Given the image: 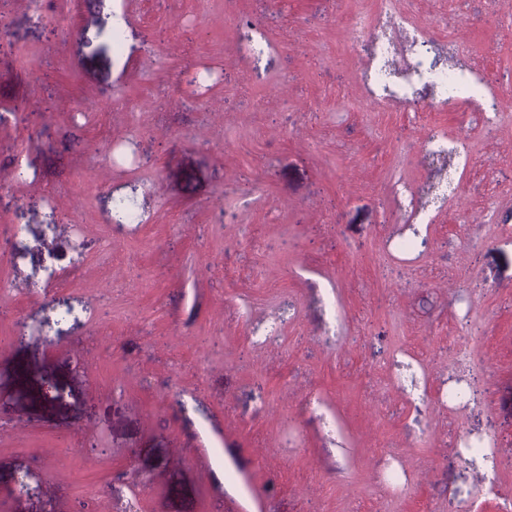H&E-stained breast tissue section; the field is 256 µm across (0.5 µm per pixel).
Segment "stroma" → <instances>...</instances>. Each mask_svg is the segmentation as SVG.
<instances>
[{"label":"stroma","instance_id":"stroma-1","mask_svg":"<svg viewBox=\"0 0 512 512\" xmlns=\"http://www.w3.org/2000/svg\"><path fill=\"white\" fill-rule=\"evenodd\" d=\"M113 6L47 0L36 20L0 0V225L22 247L0 336L27 327L0 351L7 512H500L512 0H394L462 47L503 96L493 116L363 98L350 24L376 0H121L119 51ZM249 38L259 58L235 53ZM20 102L37 114L14 119ZM438 131L468 166L402 254ZM121 201L144 223L108 224ZM51 254L47 285L32 266ZM477 379L483 400L449 401ZM476 440L494 478L456 454Z\"/></svg>","mask_w":512,"mask_h":512}]
</instances>
